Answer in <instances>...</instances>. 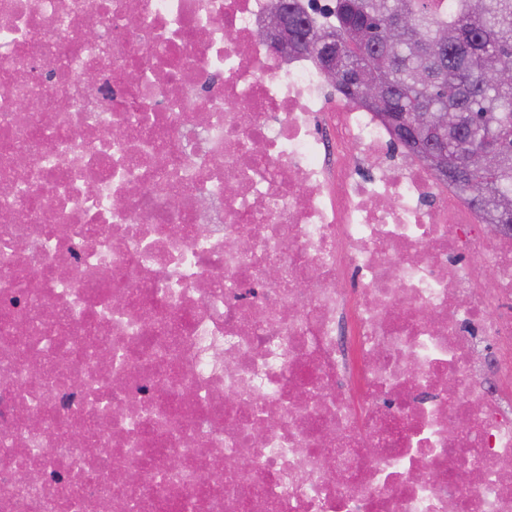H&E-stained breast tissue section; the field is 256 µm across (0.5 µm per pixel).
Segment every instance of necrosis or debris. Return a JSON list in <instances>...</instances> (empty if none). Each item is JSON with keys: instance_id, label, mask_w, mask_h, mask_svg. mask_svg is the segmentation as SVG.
I'll return each mask as SVG.
<instances>
[{"instance_id": "necrosis-or-debris-1", "label": "necrosis or debris", "mask_w": 512, "mask_h": 512, "mask_svg": "<svg viewBox=\"0 0 512 512\" xmlns=\"http://www.w3.org/2000/svg\"><path fill=\"white\" fill-rule=\"evenodd\" d=\"M276 2L0 0V512H512V234Z\"/></svg>"}]
</instances>
